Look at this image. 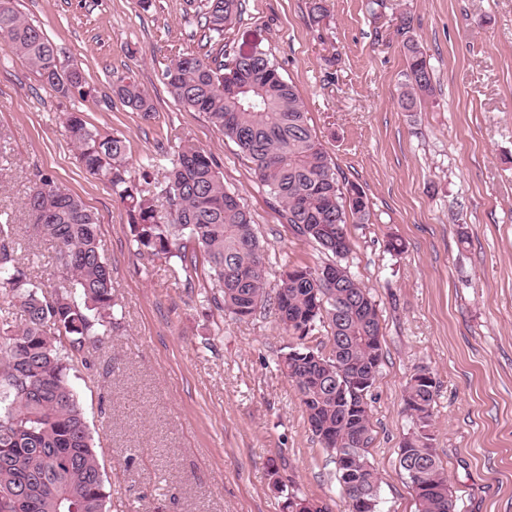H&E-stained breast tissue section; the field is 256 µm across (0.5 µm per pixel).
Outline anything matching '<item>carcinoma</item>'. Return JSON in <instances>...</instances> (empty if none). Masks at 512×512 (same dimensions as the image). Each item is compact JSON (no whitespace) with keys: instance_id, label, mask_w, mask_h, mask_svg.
<instances>
[{"instance_id":"obj_1","label":"carcinoma","mask_w":512,"mask_h":512,"mask_svg":"<svg viewBox=\"0 0 512 512\" xmlns=\"http://www.w3.org/2000/svg\"><path fill=\"white\" fill-rule=\"evenodd\" d=\"M245 0H199L194 8L208 50L180 52L163 71L173 99L204 113L232 141L267 194L280 204L292 233L328 255L320 266H285L272 309L296 344L279 369L296 385L314 435L336 463L340 486L359 481L378 501L380 478L368 459L370 396L382 363L377 303L343 264L350 250L347 226L365 224L371 205L356 183L338 179L336 165L309 124L294 86L267 53L230 52L224 34L239 23ZM411 16L400 15L397 34L405 59L398 105L418 112L434 96L433 70L412 33ZM0 36L24 58L42 84L58 97L93 96L84 73L59 59L43 29L0 0ZM112 92L145 119L154 117L146 91L131 77L112 76ZM63 124L82 168L102 179L124 208L138 254L186 262L202 251L221 288L224 311L238 320L266 306L264 245L241 198L224 188L215 157L185 144L171 162L159 208L128 169L129 147L120 134L87 126L79 112ZM25 209L49 242L61 279L44 291L20 263V243L11 224H0V302L20 322L0 317V512H110L111 494L101 472L94 438L80 397L70 381L73 357L90 365L96 344L112 335V276L98 222L83 201L44 172L34 175ZM336 273L334 287L322 275ZM326 333L330 351L308 344ZM415 367L403 398L410 428L400 443L399 464L411 477L423 454L424 493L418 512H455L448 477L433 448L437 382L420 381Z\"/></svg>"}]
</instances>
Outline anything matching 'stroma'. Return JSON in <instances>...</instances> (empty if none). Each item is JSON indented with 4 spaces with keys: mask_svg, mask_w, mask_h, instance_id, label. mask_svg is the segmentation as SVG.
<instances>
[{
    "mask_svg": "<svg viewBox=\"0 0 512 512\" xmlns=\"http://www.w3.org/2000/svg\"><path fill=\"white\" fill-rule=\"evenodd\" d=\"M246 0L228 36L259 49L293 83L339 177L358 183L371 218L349 227L345 262L379 305L384 361L372 389L369 458L381 477L378 512H417L399 466L407 430L406 380L429 366L437 380L433 435L456 512H512V0ZM78 66L93 97L68 101L27 62L0 47V220L25 240L34 283L57 277L50 246L23 209L39 172L96 214L121 324L71 380L86 409L114 512H283L286 493L349 512L336 465L313 434L294 382L275 361L294 339L271 310L236 321L204 304L216 293L208 264L174 271L130 241L110 189L86 174L65 131V110L122 134L131 167L157 181L189 141L211 152L227 189L250 209L267 246L265 291L284 264H320L295 238L233 142L205 114L183 108L162 73L202 32L188 0H12ZM434 72L419 112L397 104L404 70L400 13ZM133 76L153 119L113 94L109 73ZM399 237L404 251L389 254Z\"/></svg>",
    "mask_w": 512,
    "mask_h": 512,
    "instance_id": "stroma-1",
    "label": "stroma"
}]
</instances>
